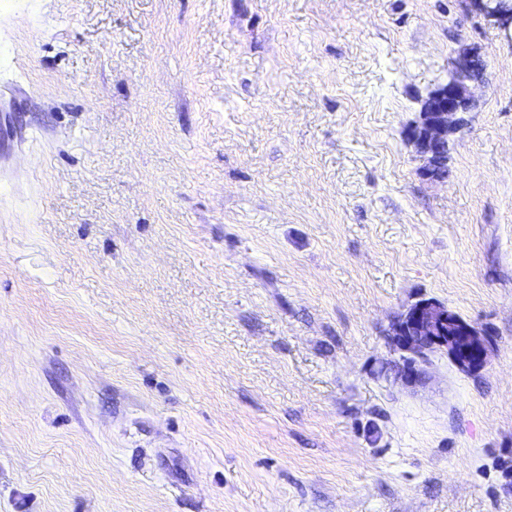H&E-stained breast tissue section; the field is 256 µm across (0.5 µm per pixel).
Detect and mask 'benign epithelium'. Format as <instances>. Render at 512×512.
Wrapping results in <instances>:
<instances>
[{
	"label": "benign epithelium",
	"instance_id": "7a95c632",
	"mask_svg": "<svg viewBox=\"0 0 512 512\" xmlns=\"http://www.w3.org/2000/svg\"><path fill=\"white\" fill-rule=\"evenodd\" d=\"M471 4L512 41V0H471ZM485 69L486 59L480 50L460 51L448 79L422 102L410 139L424 161V169L432 171L434 181L446 180L439 168L448 151L449 137L463 128V114L474 104L473 87L482 83ZM389 340L392 350L401 354L403 365L398 374L408 386L424 381L429 350L445 352L464 373L484 368L490 352L486 333L473 324L454 321L448 307L430 298L418 300L397 317L391 325Z\"/></svg>",
	"mask_w": 512,
	"mask_h": 512
}]
</instances>
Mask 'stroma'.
I'll return each mask as SVG.
<instances>
[{"instance_id":"stroma-1","label":"stroma","mask_w":512,"mask_h":512,"mask_svg":"<svg viewBox=\"0 0 512 512\" xmlns=\"http://www.w3.org/2000/svg\"><path fill=\"white\" fill-rule=\"evenodd\" d=\"M422 298L485 368L397 379ZM0 512H512V41L470 0H0ZM486 65L480 50L463 49L455 58L446 82L437 85L422 102L419 120L410 130V139L425 163L424 172L434 171L431 178L434 181L446 180L439 168L448 151L449 137L463 128V114L473 107L472 90L482 83Z\"/></svg>"}]
</instances>
